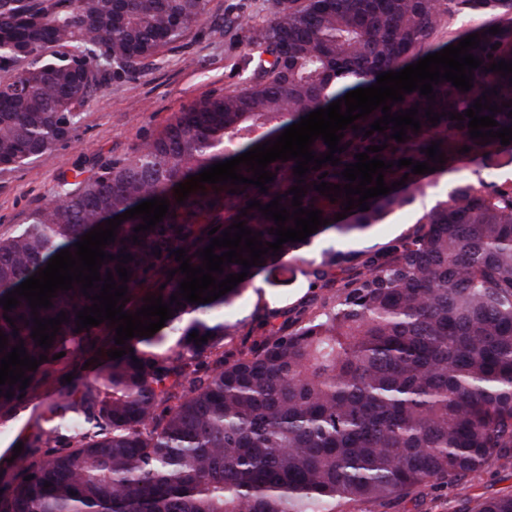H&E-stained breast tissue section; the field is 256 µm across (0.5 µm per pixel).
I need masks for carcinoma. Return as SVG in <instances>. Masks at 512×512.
<instances>
[{"instance_id": "carcinoma-1", "label": "carcinoma", "mask_w": 512, "mask_h": 512, "mask_svg": "<svg viewBox=\"0 0 512 512\" xmlns=\"http://www.w3.org/2000/svg\"><path fill=\"white\" fill-rule=\"evenodd\" d=\"M207 3L0 0V167L18 168L73 139L80 109L195 33ZM268 9L270 18L250 36L247 85L188 105L88 176H62V206H42L0 237V299L95 226L154 197L169 202L163 221L136 234L143 219H127L104 248L134 257L125 265L132 272L127 313L145 304L135 291L151 278L165 285L153 295L169 302L185 278H167L172 252L183 248L192 266L202 264L195 252L210 244L216 226L219 237L243 221L275 242L268 229L277 225L247 203L266 205L281 194L293 211L285 191L296 185L295 160L268 165L275 177L265 194L249 184L207 183L180 205L176 185L276 139L381 72L457 45L462 36L451 23L458 14L486 16L475 30L480 46L470 50L483 64L467 92L447 81L433 86V112L461 114L493 88L490 103L512 100V78L484 71L512 60V0H272ZM493 26L500 32L490 34ZM415 105L421 128L407 130L405 142L389 138L390 128L364 137L382 116L378 108L354 121L360 131L344 130L340 144L350 147L335 153L338 165L306 174L302 207L322 211L328 224L318 232L337 241L308 276L336 290L315 309L262 313L267 337L231 362L223 348L234 325L224 322V308L273 265L268 254L225 295L173 304L164 327L124 345L107 320L74 332L77 311L93 304L76 282L38 309L42 318L69 317L48 349L31 338L25 299L8 313L12 324L0 304L7 347L22 340L29 356H47L25 371L24 390L0 386L14 393L0 395V406L32 392L54 363H75L97 339L126 351L47 405V420L57 424L29 447L18 482L0 494V512H358L362 505L387 512L406 500L435 512L440 492L488 466L512 471V183L457 185L399 244L373 253L346 244L411 197L394 190L368 199V211H346V197L332 203L311 188L318 179L347 184L340 172L368 146L386 144L385 162L422 163L434 141L446 160L464 146L488 151L500 143L470 138L467 117L431 126L428 100L417 90L391 112ZM405 174V185L420 190L409 167L387 169L384 182ZM342 212L346 218L334 220ZM194 331L211 338L197 344L189 339ZM454 512H512V494L467 497Z\"/></svg>"}]
</instances>
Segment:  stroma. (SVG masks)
<instances>
[{
    "mask_svg": "<svg viewBox=\"0 0 512 512\" xmlns=\"http://www.w3.org/2000/svg\"><path fill=\"white\" fill-rule=\"evenodd\" d=\"M268 17L267 0H209L206 23L196 34L172 44L140 74L110 84L88 101L72 141L20 168L0 171V236L12 233L35 209L51 202L62 175L92 174L103 161L122 156L156 135L183 107L211 93L243 86L250 28ZM489 178L486 153L453 156L447 167L423 174L421 193L353 241V249L388 250L412 232L436 201L446 199L457 182L477 186ZM330 294L328 286L300 274L282 269L260 272L252 289L227 314L237 328L224 339L226 358L234 359L240 349L266 337L261 311L301 303L316 306ZM65 385L61 373H50L26 398L0 408V480L10 481L18 468L11 460L14 447L30 444L47 429L45 407L61 396Z\"/></svg>",
    "mask_w": 512,
    "mask_h": 512,
    "instance_id": "35a3bbf8",
    "label": "stroma"
}]
</instances>
